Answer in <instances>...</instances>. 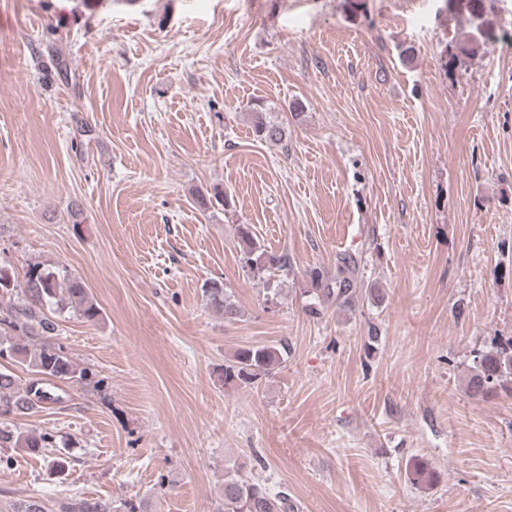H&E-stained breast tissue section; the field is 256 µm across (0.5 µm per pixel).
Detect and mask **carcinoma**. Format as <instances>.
I'll return each instance as SVG.
<instances>
[{"label": "carcinoma", "instance_id": "1", "mask_svg": "<svg viewBox=\"0 0 512 512\" xmlns=\"http://www.w3.org/2000/svg\"><path fill=\"white\" fill-rule=\"evenodd\" d=\"M483 33L468 34L456 43L457 56H474L484 48ZM250 129L255 140L271 145L287 142V128L273 118L270 110L256 103L249 110ZM193 203L203 209L213 205L231 206L224 190L217 187L196 190ZM240 261L244 272L254 281L270 284L277 272L288 271V258L261 244L249 224L237 229ZM355 261L340 260L336 288H327L325 297L348 302L352 289L349 274ZM207 305L226 319H234L239 309L227 290L213 282L204 288ZM56 307L68 311L87 322L96 323L101 309L84 282L66 268L42 263L29 264L23 273H8L0 269V417L23 416L38 412L49 403H60L66 393L59 391V382H79L86 377L60 344L48 342V336L57 330V324L45 316L44 309ZM288 357V342L274 345H252L239 349L233 359L224 363V385L256 389ZM473 373L467 384L471 397L483 401L512 392V338L495 339L490 347L474 355ZM28 373L21 381L14 368ZM53 447V436L35 433L15 425L0 424V448H22L39 453ZM414 485L432 486L436 482L428 462L417 459L407 473ZM59 512H112L110 502L102 499H79L63 502ZM216 512H295L285 492L272 493L261 480L240 475H224V488L217 502Z\"/></svg>", "mask_w": 512, "mask_h": 512}]
</instances>
